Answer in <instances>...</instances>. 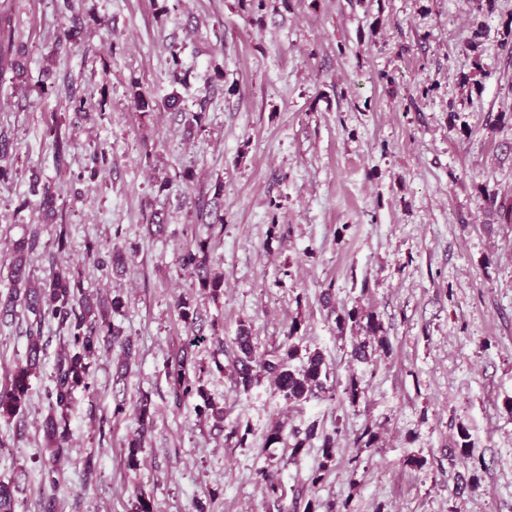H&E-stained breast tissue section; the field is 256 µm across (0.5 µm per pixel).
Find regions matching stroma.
Segmentation results:
<instances>
[{"label": "stroma", "mask_w": 512, "mask_h": 512, "mask_svg": "<svg viewBox=\"0 0 512 512\" xmlns=\"http://www.w3.org/2000/svg\"><path fill=\"white\" fill-rule=\"evenodd\" d=\"M0 0L25 45L23 85L0 80V129L13 140L0 184V283L12 243L39 232L36 277L51 259L81 265L84 285L122 291L113 321L134 344L116 380L111 357L78 395L56 490L60 512H129L143 489L158 512H297L308 500L346 512H512V0ZM79 27L74 46L63 33ZM188 77L174 82L170 57ZM158 101L135 108L134 91ZM180 104L164 107L171 93ZM84 98L75 108L72 96ZM204 111L186 130L188 113ZM75 146L56 169L48 129ZM109 167L91 176L94 151ZM57 195L54 223L20 208L33 180ZM223 195H215V182ZM495 204H488L487 195ZM224 221L205 228L198 201ZM158 216L166 229L150 234ZM69 227L56 252L55 227ZM210 239L224 293L194 287L179 256ZM124 250L122 274L85 263L87 244ZM196 301L204 335L229 363L240 324L258 353L296 331L324 354L338 394L288 405L268 379L237 391L229 372L204 376L224 427L192 403L174 408L163 372L187 338L176 301ZM376 315L390 347L362 363L337 315ZM24 429L0 419V480L19 471L20 512H42V421L59 341L53 327ZM361 389L357 402L343 392ZM155 408L139 469L123 449L133 414ZM316 426L300 454L266 446L274 422ZM466 426L479 479L456 453ZM376 447L358 450L365 427ZM248 429L245 446L227 439ZM336 437L325 463L320 438ZM99 457L86 473L88 453ZM278 471L283 496L256 480ZM322 471L320 484L310 482Z\"/></svg>", "instance_id": "obj_1"}]
</instances>
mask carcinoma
<instances>
[{
  "mask_svg": "<svg viewBox=\"0 0 512 512\" xmlns=\"http://www.w3.org/2000/svg\"><path fill=\"white\" fill-rule=\"evenodd\" d=\"M22 56V50L15 46L12 29L0 24V74L10 72L13 78H22L26 72L20 60ZM51 135L54 162L59 167L65 166L74 147L72 138L62 135L55 126L51 128ZM33 195L37 196L36 203L47 219L53 220L56 216V198L50 186L33 190ZM196 218L199 223L210 226L224 223V215L208 208L203 201L197 204ZM38 247L39 237L35 232L15 241L7 284L0 289V325L14 323L20 311L26 318V326L22 330V335L26 337L25 351L14 361L6 383L0 387V419L14 420L18 426L24 425L31 379L40 372L46 349L44 325L53 323L62 349L45 393L48 412L43 423L42 477L55 490L59 484L58 464L69 447V418L75 394L79 391L89 394L94 390L92 367L102 354L118 351L117 372L119 376H125L133 343L112 321L113 316L121 313L125 307L123 295L118 292L106 298L97 296L84 287L80 272L72 265L55 263L49 277L36 278L30 258ZM84 260L102 269L117 270L125 266L128 257L118 247L104 252L93 244L86 249ZM180 266L212 298L217 299L224 293V276L214 267L207 241L200 239L187 245L182 251ZM177 310L185 328L191 332V338L164 364L173 405L178 409L187 399L194 398L197 400L195 413L212 422L213 427L222 429L224 404L206 391L203 373L210 367L196 361L194 348L210 340L214 345V354L218 355L224 352V342L215 337L210 339L195 330L198 310L192 298L180 297ZM336 328L341 334L354 328L364 332V335L354 337L353 343V353L361 360L368 359L375 342L383 349L388 347L381 323L371 312L353 308L336 316ZM235 345L231 379L237 390H250L259 375L265 374L287 404L305 401L317 392L334 397L333 386L329 385V367L323 354L319 351H302L298 337L293 333H288L287 340L273 351L258 356L251 328L242 324L235 337ZM297 359L300 360L298 366L294 364ZM134 417L136 428L127 440L124 452L125 465L130 470L140 466L145 439L153 427L154 407L150 397L143 395L139 398ZM288 437L291 438L289 442L286 441ZM315 437L313 425L303 432L294 429L286 434L283 427L276 424L268 431L265 444L271 446L286 441L297 455ZM257 475L269 496L279 495L281 486L274 472L261 468ZM20 491V477L0 480V512H18L17 495ZM130 512H155L153 498L141 489L136 490L131 499Z\"/></svg>",
  "mask_w": 512,
  "mask_h": 512,
  "instance_id": "cac0c4a2",
  "label": "carcinoma"
}]
</instances>
